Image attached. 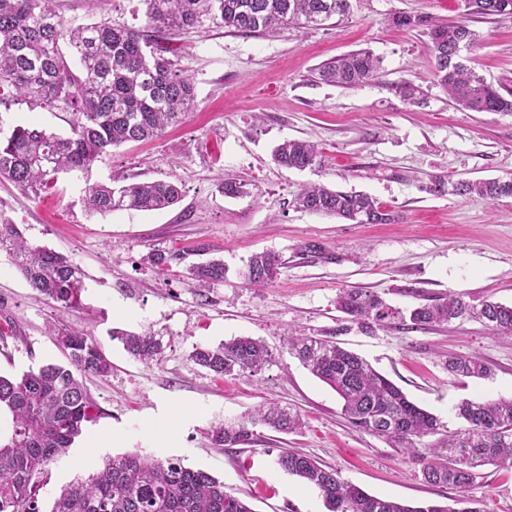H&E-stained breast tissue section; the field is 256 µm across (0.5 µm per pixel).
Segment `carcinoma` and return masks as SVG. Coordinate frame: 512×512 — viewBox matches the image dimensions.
<instances>
[{"label": "carcinoma", "mask_w": 512, "mask_h": 512, "mask_svg": "<svg viewBox=\"0 0 512 512\" xmlns=\"http://www.w3.org/2000/svg\"><path fill=\"white\" fill-rule=\"evenodd\" d=\"M148 26L128 29L102 18L71 26L56 12L52 0H0V100L16 98L32 105L64 102L72 108L71 133L62 136L41 128L17 126L0 140V178L29 189L36 196L57 190L59 175L84 172L113 147L161 136L179 122L194 100L191 76L174 68L166 57L175 37L209 21L230 32L263 34L294 28H317L350 10V0H145ZM468 15L512 20V0H463ZM398 27L425 25L429 30L435 76L459 107L472 112H512V89L495 86L460 61V52L477 44V35L463 20L433 23L408 15L393 16ZM321 80L354 87L379 78L378 59L368 50L353 51L319 67ZM274 160L288 169L315 163V148L291 139L274 150ZM420 190L448 193V180L432 176ZM226 198L247 195L245 184L224 178ZM456 195L495 201L512 198V178L461 181ZM173 181H130L120 186L90 184L84 204L92 214L148 212L178 202ZM299 209L355 224H389L396 215L363 193L307 186L295 197ZM0 251L7 252L27 284L59 313L81 305L83 281L68 257L34 246L16 225L0 224ZM180 250L155 252L148 261L165 266L182 260ZM285 264L273 251L253 255L248 279L263 285ZM193 283L206 288L224 282V260L208 258L187 269ZM336 310L369 330L399 324L424 329L434 324L472 318L493 334L512 337V306L484 301L472 305L464 295L402 311L368 288H343ZM110 338L135 360L150 366L164 353L151 332L114 328ZM66 362L46 364L17 377L0 375V415L9 419L0 432V512H42L39 495L51 466L72 447L87 424L103 411L87 382L105 379L112 362L93 336L68 330L59 337ZM288 351L342 399V413L355 429L382 438L421 462L423 481L454 487L452 504L437 501L404 503L368 494L345 481L339 472L294 449L285 448L277 464L321 493L327 512H483L468 495L487 465L512 469V398L472 401L456 406L465 426L447 430L427 411L339 343L316 336L288 337ZM265 342L233 337L216 346L193 348L191 359L217 376L251 377L271 363ZM448 373L483 378L489 369L472 357H450ZM280 433L302 429L300 415L275 405L258 409L236 423L211 431V441L226 448L254 442L255 427ZM50 512H253L240 498L224 491V483L175 458L126 453L108 459L103 468L78 478L63 489Z\"/></svg>", "instance_id": "cac0c4a2"}]
</instances>
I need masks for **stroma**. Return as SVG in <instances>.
I'll return each instance as SVG.
<instances>
[{
	"instance_id": "35a3bbf8",
	"label": "stroma",
	"mask_w": 512,
	"mask_h": 512,
	"mask_svg": "<svg viewBox=\"0 0 512 512\" xmlns=\"http://www.w3.org/2000/svg\"><path fill=\"white\" fill-rule=\"evenodd\" d=\"M53 3L72 25L103 17L134 29L147 23L143 0ZM350 3L347 16L321 28L251 36L205 23L177 39L171 60L192 77L195 98L161 137L114 148L88 172L60 176L57 194L46 198L0 179V221L70 258L84 282L80 308L58 314L0 253V329L14 334L0 349V374L63 361L58 336L65 328L91 333L112 362L109 377L88 383L103 415L53 465L40 491L43 512L107 457L135 451L205 470L253 512H327L316 489L279 468L284 448L301 450L379 497H455L453 489L424 483L419 465L399 449L350 426L336 393L284 342L293 331L342 343L452 431L463 426L453 411L462 399L512 397V339L480 322L368 333L336 310L339 290L352 286L398 308L455 293L475 304L512 306V198L491 204L419 189L432 176L454 183L511 178L512 112L454 105L434 74L427 28L391 21L399 13L455 21L463 18L462 0ZM468 25L479 42L463 50L464 63L512 86V21L472 18ZM359 49L379 59V80L343 88L319 79L318 66ZM400 81L419 87L418 103L392 91ZM72 118L63 105L8 100L0 103V137L19 125L66 135ZM286 139L314 144L318 163L302 171L278 166L272 151ZM228 175L246 182L249 196L224 197L220 185ZM126 179L175 182L182 198L161 211L86 212L87 185ZM308 184L368 194L400 218L353 224L300 211L293 200ZM309 242L322 256L302 254ZM174 246L186 256L169 271L148 262L149 253ZM200 247L227 269L222 283L202 293L186 274ZM265 250L280 253L285 265L273 282L250 285L247 263ZM115 327L160 337L161 363L135 361L110 339ZM235 336L270 346L273 361L261 374L218 379L190 357L196 345ZM452 354L479 358L489 376H450L444 363ZM269 403L300 414L304 427L291 434L263 428L257 441L234 448L212 444L213 426ZM471 494L483 512H512V471L484 467Z\"/></svg>"
}]
</instances>
